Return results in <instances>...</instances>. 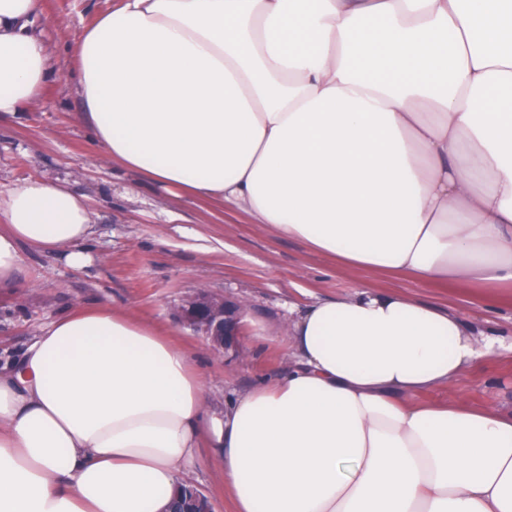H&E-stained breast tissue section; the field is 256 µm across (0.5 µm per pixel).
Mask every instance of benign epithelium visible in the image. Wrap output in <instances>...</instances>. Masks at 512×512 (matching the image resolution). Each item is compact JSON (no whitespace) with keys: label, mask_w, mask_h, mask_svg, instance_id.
<instances>
[{"label":"benign epithelium","mask_w":512,"mask_h":512,"mask_svg":"<svg viewBox=\"0 0 512 512\" xmlns=\"http://www.w3.org/2000/svg\"><path fill=\"white\" fill-rule=\"evenodd\" d=\"M243 307L224 300V296L199 289L188 296L176 311L178 322L203 336L217 354L240 348L243 335Z\"/></svg>","instance_id":"7a95c632"}]
</instances>
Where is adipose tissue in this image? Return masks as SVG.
I'll return each instance as SVG.
<instances>
[{"instance_id": "1", "label": "adipose tissue", "mask_w": 512, "mask_h": 512, "mask_svg": "<svg viewBox=\"0 0 512 512\" xmlns=\"http://www.w3.org/2000/svg\"><path fill=\"white\" fill-rule=\"evenodd\" d=\"M0 0V112L53 74ZM104 156L345 266L512 287V0H115L70 46ZM84 197L0 191L20 251L90 261ZM285 370L213 405L194 354L78 308L0 361V512H165L212 450L233 512H512V407L425 404L502 339L396 291L319 300Z\"/></svg>"}]
</instances>
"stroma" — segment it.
Listing matches in <instances>:
<instances>
[{"label":"stroma","instance_id":"stroma-1","mask_svg":"<svg viewBox=\"0 0 512 512\" xmlns=\"http://www.w3.org/2000/svg\"><path fill=\"white\" fill-rule=\"evenodd\" d=\"M111 0H41L36 25L49 39L54 75L43 96L16 113H0V190L17 181L60 180L91 212L88 265L72 268L56 255L22 247L20 272L0 289V351L21 353L58 315L109 306L164 324L198 359L216 403L248 389L288 363L289 311L362 288L397 290L427 304L487 318L479 287L422 282L410 276L349 269L298 240L215 201L171 191L112 164L82 118L69 44ZM206 288L240 302L256 347L218 355L182 328L174 310ZM426 400H462L475 407L512 404V352L488 358L448 390Z\"/></svg>","mask_w":512,"mask_h":512}]
</instances>
